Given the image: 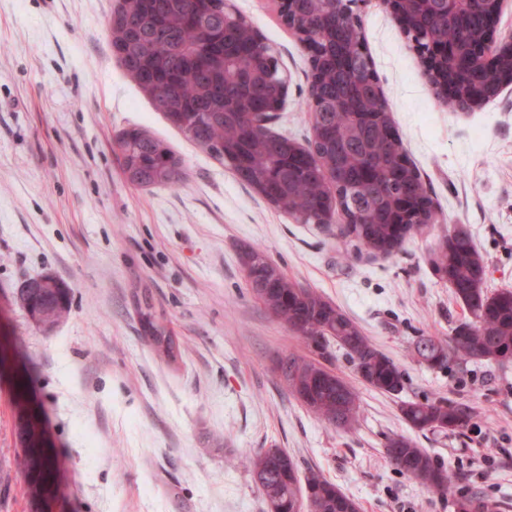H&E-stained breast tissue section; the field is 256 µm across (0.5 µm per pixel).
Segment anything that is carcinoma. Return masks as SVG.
<instances>
[{"mask_svg": "<svg viewBox=\"0 0 512 512\" xmlns=\"http://www.w3.org/2000/svg\"><path fill=\"white\" fill-rule=\"evenodd\" d=\"M124 27L110 29L111 45L123 43L122 66L151 99L155 109L184 135L219 161L234 154L235 172L247 184L265 182L276 198L277 208L301 224H321L319 212L326 194L325 182L336 181L342 213L367 214L365 224L337 225V238L360 252L388 257L410 238L424 232L426 224H398L389 201L405 194L408 185L425 191L413 165H400L405 155L402 140L389 148L380 137L377 116L345 110L321 112L316 123L320 138H310L299 152L287 146L295 140L248 124L242 112L224 111V101L247 98L254 110L267 108L264 98L253 93L247 77L252 62L262 58L269 46L256 43L235 26L224 36V45H211L208 22L224 15V0H121ZM484 26L481 13L429 15L417 27L414 40L439 31L460 45ZM193 47L201 58L191 60L183 51ZM323 103L346 99L359 105L360 95L348 75L327 71L314 88ZM116 148L122 167L138 169L139 186L172 185L180 179L181 164L160 139L139 128L123 131ZM429 262L440 280L448 283L466 312L448 341L422 337L415 345L417 356L431 368L454 363L489 361L501 366L512 363V290L489 293L484 288L487 265L471 233L456 227L436 244ZM247 282L255 297L273 316L282 319L308 349L307 356L290 355L280 365L287 392L306 411L340 429L357 420L359 397L355 388L332 368L340 350L356 375L367 386L385 394H399L405 373L365 336L359 325L319 292L288 278L261 247L244 251ZM18 299L31 321L45 330L57 325L70 311V288L58 280L47 288H20ZM142 338L161 359L181 357L177 337L164 325L147 300L137 302ZM405 421L418 431L462 434L469 426L466 413L445 400L404 401ZM20 443L43 439L38 421L19 424ZM251 458L252 474L268 512H360L359 504L341 492L319 471L299 474L288 452L278 448ZM385 455L391 466L419 485L441 493L457 490L453 477L431 455L405 435L387 439ZM19 467L27 478L31 501L45 503L53 494V462L35 465L22 455ZM460 512H492L493 505L464 492Z\"/></svg>", "mask_w": 512, "mask_h": 512, "instance_id": "obj_1", "label": "carcinoma"}]
</instances>
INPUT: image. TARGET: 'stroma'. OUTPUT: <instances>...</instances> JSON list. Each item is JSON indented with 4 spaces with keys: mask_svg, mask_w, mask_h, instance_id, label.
I'll use <instances>...</instances> for the list:
<instances>
[{
    "mask_svg": "<svg viewBox=\"0 0 512 512\" xmlns=\"http://www.w3.org/2000/svg\"><path fill=\"white\" fill-rule=\"evenodd\" d=\"M288 77L269 125L299 143L312 135L311 63L275 0H230ZM118 0H0V512H38L16 465L17 381L52 445L53 512H265L244 456L288 451L358 501L361 512H459L456 497L422 489L388 464L403 434L460 487L512 512V364L431 368L420 337L447 340L464 316L428 254L465 226L487 267L488 291L512 288V84L470 112L433 95L412 42L380 5L360 7L373 69L410 161L439 217L392 258L343 257L334 229L280 212L165 117L110 46ZM138 127L180 158L172 186L124 175L116 135ZM267 249L289 278L356 321L405 372L401 396L358 383L348 432L319 421L278 370L304 345L253 296L241 261ZM50 275L71 311L36 328L14 297ZM148 294L184 348L157 358L141 337L136 297ZM465 407L463 435L411 429L404 400Z\"/></svg>",
    "mask_w": 512,
    "mask_h": 512,
    "instance_id": "35a3bbf8",
    "label": "stroma"
}]
</instances>
